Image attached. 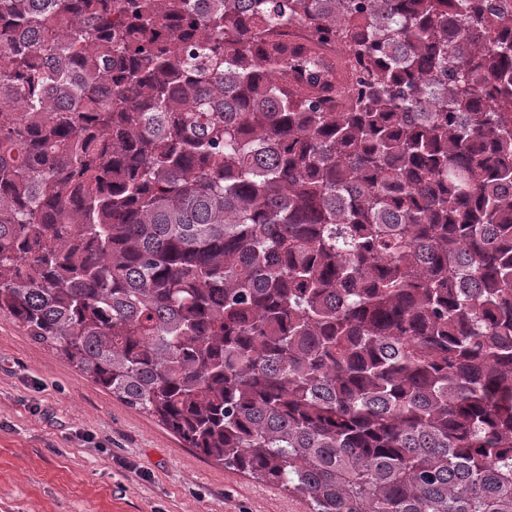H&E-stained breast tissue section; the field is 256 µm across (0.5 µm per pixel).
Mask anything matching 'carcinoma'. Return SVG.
Returning a JSON list of instances; mask_svg holds the SVG:
<instances>
[{
  "label": "carcinoma",
  "instance_id": "cac0c4a2",
  "mask_svg": "<svg viewBox=\"0 0 512 512\" xmlns=\"http://www.w3.org/2000/svg\"><path fill=\"white\" fill-rule=\"evenodd\" d=\"M2 312L308 512H512V14L0 0Z\"/></svg>",
  "mask_w": 512,
  "mask_h": 512
}]
</instances>
